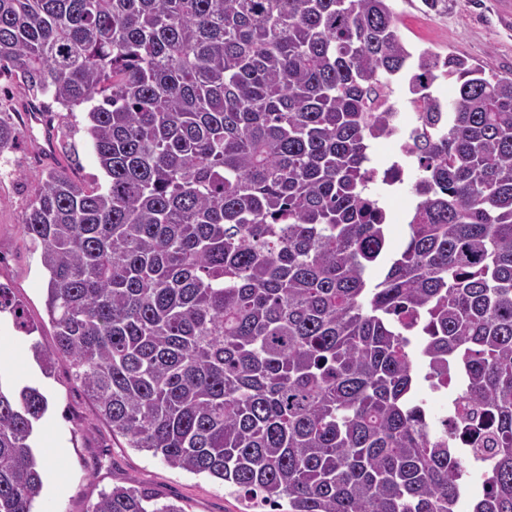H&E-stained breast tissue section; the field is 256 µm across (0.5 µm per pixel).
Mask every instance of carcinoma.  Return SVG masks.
I'll use <instances>...</instances> for the list:
<instances>
[{
	"mask_svg": "<svg viewBox=\"0 0 512 512\" xmlns=\"http://www.w3.org/2000/svg\"><path fill=\"white\" fill-rule=\"evenodd\" d=\"M404 75L420 175L393 253L369 151ZM0 76L86 112L107 176L41 172L24 230L36 361L112 434L252 508L512 512V77L412 47L392 0H0ZM1 313L25 325L2 287ZM420 362L461 379L460 428L411 401ZM47 410L0 381V512H35ZM86 512L186 509L132 481Z\"/></svg>",
	"mask_w": 512,
	"mask_h": 512,
	"instance_id": "obj_1",
	"label": "carcinoma"
}]
</instances>
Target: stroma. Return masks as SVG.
<instances>
[{
  "label": "stroma",
  "instance_id": "obj_1",
  "mask_svg": "<svg viewBox=\"0 0 512 512\" xmlns=\"http://www.w3.org/2000/svg\"><path fill=\"white\" fill-rule=\"evenodd\" d=\"M400 29L414 47L439 55L455 53L480 63L486 70L512 74V0H448L437 13L422 0H394ZM29 97L19 83L0 78V111L17 121L18 146L0 158V284L21 305L25 329H17L10 315H0V338L12 344L14 357L5 363L11 383L34 385L48 399V411L37 435L36 453L51 444L63 448L56 468H43V491L37 512H86L88 505L113 485L136 481L159 497L182 501L187 512H244L245 503L228 494L223 483L204 475L169 468L150 453L128 447L113 435L92 399L65 366L43 375L31 352L54 345V328L45 310L47 275L40 253L23 230L39 174L57 165L79 182H106L87 144L85 113L60 119V130L76 127V155L62 150L58 138L43 130H28L21 119Z\"/></svg>",
  "mask_w": 512,
  "mask_h": 512
}]
</instances>
